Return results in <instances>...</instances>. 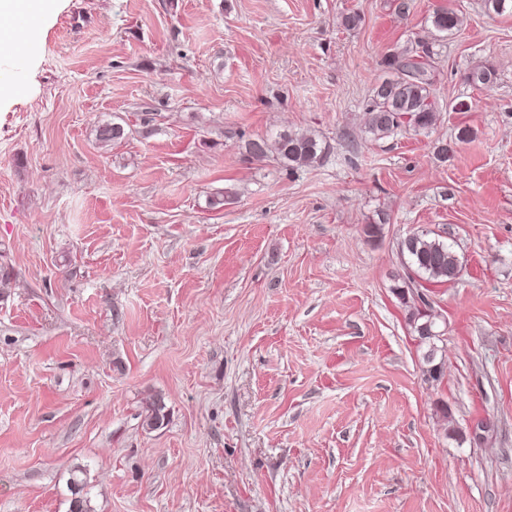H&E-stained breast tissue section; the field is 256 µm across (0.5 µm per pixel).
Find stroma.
<instances>
[{
  "mask_svg": "<svg viewBox=\"0 0 512 512\" xmlns=\"http://www.w3.org/2000/svg\"><path fill=\"white\" fill-rule=\"evenodd\" d=\"M398 2L59 0L0 53V512L77 471L92 512H512V15ZM416 40L445 109L371 139ZM284 128L326 156L247 155ZM421 229L461 262L436 381L392 292ZM142 425L147 430H156L162 427L167 418L165 404L160 397H153L147 402Z\"/></svg>",
  "mask_w": 512,
  "mask_h": 512,
  "instance_id": "35a3bbf8",
  "label": "stroma"
}]
</instances>
